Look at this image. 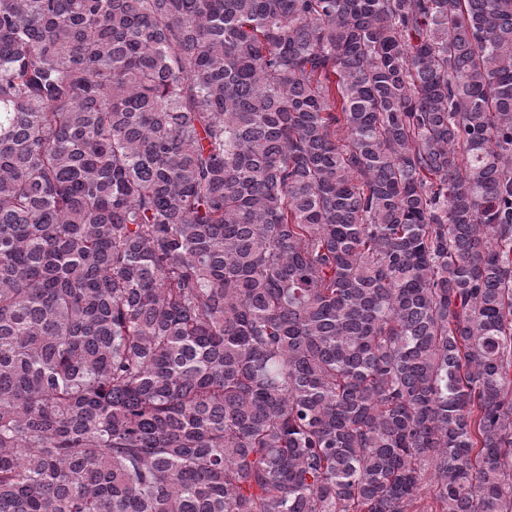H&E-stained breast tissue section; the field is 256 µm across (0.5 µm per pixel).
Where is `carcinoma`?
<instances>
[{
	"label": "carcinoma",
	"mask_w": 512,
	"mask_h": 512,
	"mask_svg": "<svg viewBox=\"0 0 512 512\" xmlns=\"http://www.w3.org/2000/svg\"><path fill=\"white\" fill-rule=\"evenodd\" d=\"M0 512H512V0H0Z\"/></svg>",
	"instance_id": "obj_1"
}]
</instances>
